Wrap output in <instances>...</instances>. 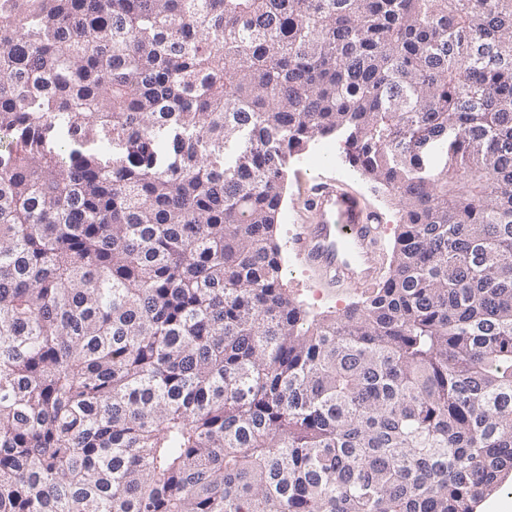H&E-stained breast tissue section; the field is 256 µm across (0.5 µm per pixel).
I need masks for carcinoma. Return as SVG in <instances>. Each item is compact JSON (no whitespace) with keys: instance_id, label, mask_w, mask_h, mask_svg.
<instances>
[{"instance_id":"carcinoma-1","label":"carcinoma","mask_w":512,"mask_h":512,"mask_svg":"<svg viewBox=\"0 0 512 512\" xmlns=\"http://www.w3.org/2000/svg\"><path fill=\"white\" fill-rule=\"evenodd\" d=\"M337 133L401 220L332 316L275 230ZM2 138L0 512H476L512 472V0H0Z\"/></svg>"}]
</instances>
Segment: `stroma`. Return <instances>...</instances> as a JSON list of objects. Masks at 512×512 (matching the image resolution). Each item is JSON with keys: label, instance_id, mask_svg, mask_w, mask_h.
<instances>
[{"label": "stroma", "instance_id": "stroma-1", "mask_svg": "<svg viewBox=\"0 0 512 512\" xmlns=\"http://www.w3.org/2000/svg\"><path fill=\"white\" fill-rule=\"evenodd\" d=\"M327 143L336 147L337 158H323L322 148ZM287 175L285 209L276 230V241L285 261L283 283L290 296L308 311L329 315L359 300L360 295L345 286L328 284L320 272L306 267L288 246L304 210L301 197L304 182L315 177L336 180L348 190L361 195L370 208L379 211L383 216V231L377 242V252L381 255L393 245L399 204L385 188L359 177L353 171L345 152V142L340 137L315 139L304 150L293 153L287 161Z\"/></svg>", "mask_w": 512, "mask_h": 512}]
</instances>
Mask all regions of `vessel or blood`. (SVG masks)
<instances>
[{"mask_svg": "<svg viewBox=\"0 0 512 512\" xmlns=\"http://www.w3.org/2000/svg\"><path fill=\"white\" fill-rule=\"evenodd\" d=\"M304 205L307 221L292 238V250L339 284L368 287L376 273L380 212L338 183L321 179L313 182Z\"/></svg>", "mask_w": 512, "mask_h": 512, "instance_id": "obj_1", "label": "vessel or blood"}]
</instances>
